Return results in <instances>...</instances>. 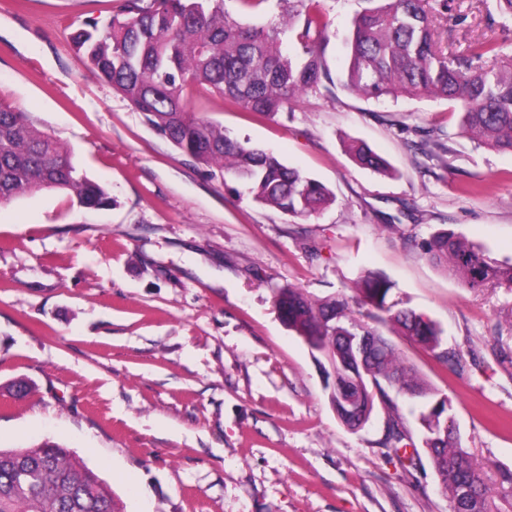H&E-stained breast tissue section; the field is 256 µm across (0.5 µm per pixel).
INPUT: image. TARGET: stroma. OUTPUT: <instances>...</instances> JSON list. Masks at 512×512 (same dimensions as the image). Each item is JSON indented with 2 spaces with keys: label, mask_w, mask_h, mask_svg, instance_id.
Returning a JSON list of instances; mask_svg holds the SVG:
<instances>
[{
  "label": "stroma",
  "mask_w": 512,
  "mask_h": 512,
  "mask_svg": "<svg viewBox=\"0 0 512 512\" xmlns=\"http://www.w3.org/2000/svg\"><path fill=\"white\" fill-rule=\"evenodd\" d=\"M448 48L512 39L494 0H450ZM121 0H0V101L67 145L112 205L69 191L0 203V448L62 444L126 512H448L427 451L383 448L388 409L352 431L309 347L283 324L277 288L314 298L360 272L433 321L444 365L403 337L488 483L512 469V291L476 292L423 259L450 229L512 260V153L475 145L458 105L433 98L300 96L266 117L206 90L188 112L327 186L336 201L293 217L199 164L98 80L67 36ZM365 0H322L326 60L347 63ZM366 142L392 166L361 168ZM449 148L444 161L430 155ZM25 380L29 391L12 385ZM348 149L357 165L377 173L389 174L390 167L388 162L374 152L367 144L355 141L349 145Z\"/></svg>",
  "instance_id": "stroma-1"
}]
</instances>
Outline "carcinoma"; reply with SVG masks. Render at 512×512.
<instances>
[{"label": "carcinoma", "mask_w": 512, "mask_h": 512, "mask_svg": "<svg viewBox=\"0 0 512 512\" xmlns=\"http://www.w3.org/2000/svg\"><path fill=\"white\" fill-rule=\"evenodd\" d=\"M288 27L298 29L294 54L282 51L281 31L245 24L224 12V0H124L105 23L93 19L70 32L67 47L112 86L160 135L200 164L248 186L254 201L296 217H308L335 202L325 185L283 164L275 155L224 133V126L186 111V98L206 89L249 112L274 116L307 92L331 91L335 82L325 50L328 20L321 0H295ZM448 0H389L353 20L342 86L366 98L430 97L459 105L461 129L470 140L512 152V46L479 41L465 53H450L434 24ZM354 162L377 173L388 162L363 142L349 145ZM46 189L71 190L80 206L112 203L104 186L73 162L70 149L27 115L0 101V202ZM421 256L458 276L474 290L512 291V261H498L480 245L441 231L420 245ZM394 283L360 274L350 296L313 299L297 288L277 289L283 323L318 353L325 390L338 419L344 382V336H375L379 347L357 369L362 427L375 399L392 407L387 389L428 400L421 413L424 443L449 512H508L509 494H489L483 469L460 444L450 404L436 396L386 336L393 331L443 361L442 331L412 309L388 301ZM406 439L398 419L388 421L394 452ZM0 512H122L108 486L61 444L44 440L20 449H0Z\"/></svg>", "instance_id": "carcinoma-1"}]
</instances>
